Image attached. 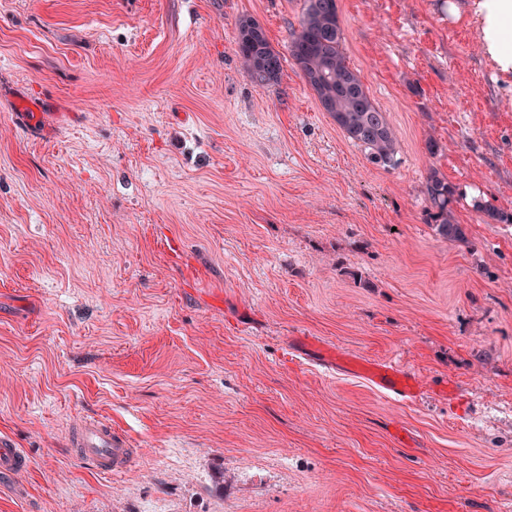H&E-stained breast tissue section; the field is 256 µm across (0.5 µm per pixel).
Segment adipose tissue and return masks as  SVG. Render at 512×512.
<instances>
[{
	"label": "adipose tissue",
	"mask_w": 512,
	"mask_h": 512,
	"mask_svg": "<svg viewBox=\"0 0 512 512\" xmlns=\"http://www.w3.org/2000/svg\"><path fill=\"white\" fill-rule=\"evenodd\" d=\"M476 12L484 54L498 73L512 74V0H479Z\"/></svg>",
	"instance_id": "1"
}]
</instances>
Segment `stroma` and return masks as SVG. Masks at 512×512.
<instances>
[{
  "instance_id": "1",
  "label": "stroma",
  "mask_w": 512,
  "mask_h": 512,
  "mask_svg": "<svg viewBox=\"0 0 512 512\" xmlns=\"http://www.w3.org/2000/svg\"><path fill=\"white\" fill-rule=\"evenodd\" d=\"M473 3L338 0L384 168L285 56L303 0H0V436L30 460L0 512H512V223L474 207L512 214V77ZM21 93L53 99L36 131ZM434 170L467 243L427 222ZM85 420L129 470L72 452ZM253 26H259L255 30ZM236 56L250 80L259 86L277 83L283 58L270 46L264 29L251 19L237 22ZM300 342L319 348V353L324 356H336V362L340 363L347 373L368 379L378 390L392 393L406 401L416 398L420 391L419 379L396 362L364 360L356 355L343 353L337 348L335 354L334 351H329L319 342L310 340L308 337H301ZM70 446L77 456L91 460L95 468L104 473L126 470L136 454L110 423L99 420L85 421L77 426L72 432Z\"/></svg>"
}]
</instances>
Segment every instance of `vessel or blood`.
I'll return each mask as SVG.
<instances>
[{
  "mask_svg": "<svg viewBox=\"0 0 512 512\" xmlns=\"http://www.w3.org/2000/svg\"><path fill=\"white\" fill-rule=\"evenodd\" d=\"M336 360L347 373L369 380L373 387L410 401L420 391L419 379L393 361L364 360L353 354L337 353ZM70 445L79 457L89 459L98 471L112 473L126 470L135 458L134 449L111 424L90 420L77 426Z\"/></svg>",
  "mask_w": 512,
  "mask_h": 512,
  "instance_id": "vessel-or-blood-1",
  "label": "vessel or blood"
}]
</instances>
